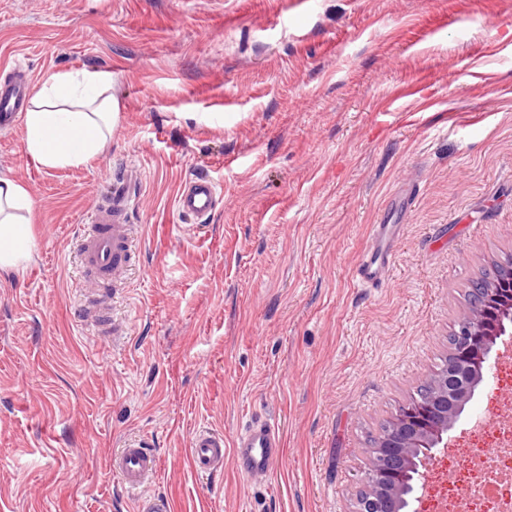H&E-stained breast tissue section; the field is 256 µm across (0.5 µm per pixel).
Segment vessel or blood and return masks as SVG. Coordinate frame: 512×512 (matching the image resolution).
<instances>
[{"instance_id": "1", "label": "vessel or blood", "mask_w": 512, "mask_h": 512, "mask_svg": "<svg viewBox=\"0 0 512 512\" xmlns=\"http://www.w3.org/2000/svg\"><path fill=\"white\" fill-rule=\"evenodd\" d=\"M31 89L25 70L15 69L0 80V129L12 127L23 112ZM112 199L98 206L78 239L81 266L90 281L87 298L94 310L92 324L104 336L123 335L122 323L112 315V301L122 286L121 277L127 271L133 254L135 227L128 222L131 206L130 183L115 179ZM219 189L205 176L185 181L177 197L179 213L186 218L203 219L215 209ZM402 227L398 224H377L371 232V242L355 270L360 284L375 286L393 271L394 246ZM234 453L244 476L267 474L282 454V441L274 423L254 422L237 433ZM192 468L197 476L211 475L224 466V436L207 429L195 432L190 442ZM111 468L121 488L135 497L138 512H170L169 500L149 493L148 486L157 470L155 453L139 440L125 443L113 454Z\"/></svg>"}]
</instances>
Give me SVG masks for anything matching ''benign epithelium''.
<instances>
[{
  "label": "benign epithelium",
  "mask_w": 512,
  "mask_h": 512,
  "mask_svg": "<svg viewBox=\"0 0 512 512\" xmlns=\"http://www.w3.org/2000/svg\"><path fill=\"white\" fill-rule=\"evenodd\" d=\"M486 294L498 303L462 315L448 365L429 380L433 392L400 406L375 443L365 476L370 496L357 512H419L427 465L448 451V434L492 365L512 347V272Z\"/></svg>",
  "instance_id": "7a95c632"
}]
</instances>
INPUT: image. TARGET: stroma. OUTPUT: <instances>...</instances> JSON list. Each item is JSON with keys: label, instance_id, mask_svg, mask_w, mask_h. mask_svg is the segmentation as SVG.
Listing matches in <instances>:
<instances>
[{"label": "stroma", "instance_id": "obj_1", "mask_svg": "<svg viewBox=\"0 0 512 512\" xmlns=\"http://www.w3.org/2000/svg\"><path fill=\"white\" fill-rule=\"evenodd\" d=\"M106 71L121 103L88 166L47 169L21 126L0 176L28 188L36 249L0 272V512H136L110 468L158 457L172 512H355L371 439L448 353L471 279L512 254V0H0V78ZM135 170L141 235L119 340L83 320L73 241ZM205 173V222L176 208ZM401 225L389 280L355 267ZM512 363L476 391L428 468L495 447ZM282 457L237 470L251 419ZM224 467L193 472L194 431ZM224 435L207 429L195 432L190 442L192 468L197 476H210L224 467Z\"/></svg>", "mask_w": 512, "mask_h": 512}]
</instances>
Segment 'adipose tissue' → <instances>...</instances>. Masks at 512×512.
I'll return each instance as SVG.
<instances>
[{
  "label": "adipose tissue",
  "mask_w": 512,
  "mask_h": 512,
  "mask_svg": "<svg viewBox=\"0 0 512 512\" xmlns=\"http://www.w3.org/2000/svg\"><path fill=\"white\" fill-rule=\"evenodd\" d=\"M120 102L112 77L101 71L48 75L33 91L23 117L28 154L47 168L89 165L106 149L118 122ZM31 194L22 184L0 177V270L31 258L35 240Z\"/></svg>",
  "instance_id": "adipose-tissue-1"
}]
</instances>
